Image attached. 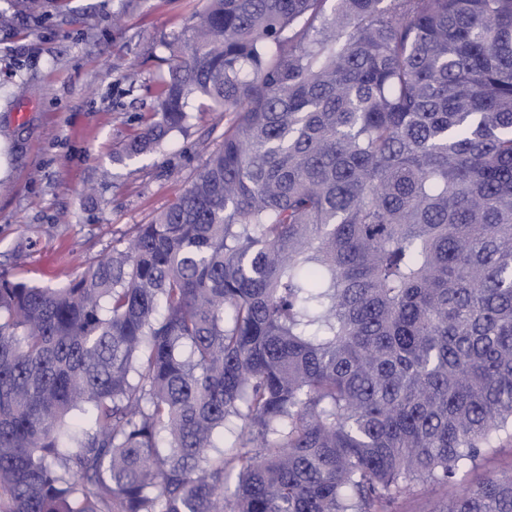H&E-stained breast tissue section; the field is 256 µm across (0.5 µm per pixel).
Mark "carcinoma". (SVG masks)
<instances>
[{
    "instance_id": "cac0c4a2",
    "label": "carcinoma",
    "mask_w": 512,
    "mask_h": 512,
    "mask_svg": "<svg viewBox=\"0 0 512 512\" xmlns=\"http://www.w3.org/2000/svg\"><path fill=\"white\" fill-rule=\"evenodd\" d=\"M168 49L124 155L232 119L129 247L0 274V512L456 485L512 438V0H206ZM432 512H512V472Z\"/></svg>"
}]
</instances>
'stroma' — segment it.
<instances>
[{
  "label": "stroma",
  "mask_w": 512,
  "mask_h": 512,
  "mask_svg": "<svg viewBox=\"0 0 512 512\" xmlns=\"http://www.w3.org/2000/svg\"><path fill=\"white\" fill-rule=\"evenodd\" d=\"M203 0H62L41 15L0 0V271L58 286L123 246L189 186L224 131L222 114L189 100L193 118L161 152L123 145L153 121L166 42ZM24 120H14L17 110ZM512 471L503 439L461 484Z\"/></svg>",
  "instance_id": "35a3bbf8"
}]
</instances>
